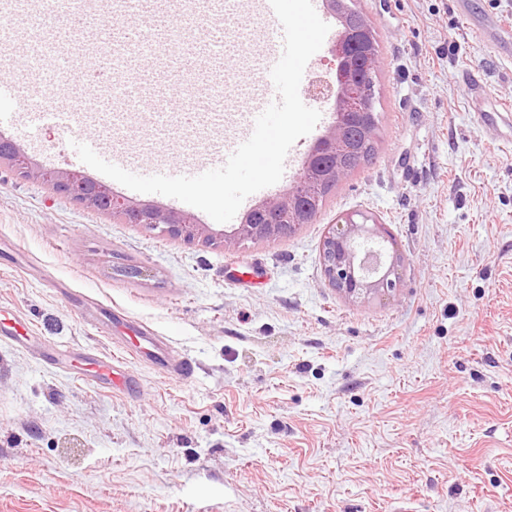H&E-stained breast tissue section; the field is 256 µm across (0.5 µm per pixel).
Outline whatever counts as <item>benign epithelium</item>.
<instances>
[{"mask_svg":"<svg viewBox=\"0 0 512 512\" xmlns=\"http://www.w3.org/2000/svg\"><path fill=\"white\" fill-rule=\"evenodd\" d=\"M371 41V26L355 30L346 25L339 32L332 49L336 60V85L329 86L327 98L334 99L337 120L321 136L320 149L333 157L334 164L328 172V178L336 182L349 174L343 160L362 157L358 152L357 139L349 132L351 117L356 112L366 117L372 114L375 107V71L378 62L374 53L367 49ZM3 160L18 163L20 175L27 179L42 176V171L21 158L20 150L10 141H0V162ZM51 189L104 214H116L123 218L133 215L142 226L151 230L158 229L173 239L187 243L201 240L231 247L245 239H277L285 231L281 224H255L249 217L242 224L231 225L229 231L216 230L207 224H192L174 210L163 211L132 202L105 201L95 191L94 185L67 171L54 173ZM301 197V184L296 179L286 191L262 203L256 210L275 215L288 214L296 224H307L310 219L301 210ZM384 232V225L378 219L364 215L359 219L342 216L330 225L321 249L324 274L332 288L351 299L385 294L396 288L397 280L393 279V275L400 257L392 256L390 263L381 270L377 255L368 252L361 256L355 248L359 241L381 238Z\"/></svg>","mask_w":512,"mask_h":512,"instance_id":"benign-epithelium-1","label":"benign epithelium"}]
</instances>
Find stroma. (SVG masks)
<instances>
[{
  "label": "stroma",
  "instance_id": "1",
  "mask_svg": "<svg viewBox=\"0 0 512 512\" xmlns=\"http://www.w3.org/2000/svg\"><path fill=\"white\" fill-rule=\"evenodd\" d=\"M455 0H357L377 33L381 126L372 159L338 183L314 223L227 249L126 224L0 164V316L20 313L71 351L128 364L112 395L0 340V512H512V148L475 125L473 74L512 104V63L486 55ZM210 78L223 127L154 134L148 112L111 133L131 160L178 163L234 138L253 55ZM1 79L36 106L61 94L20 49ZM42 171L70 167L61 128L6 130ZM366 212L401 256L394 291L347 299L325 278L329 224ZM187 359L168 378L128 359L109 313Z\"/></svg>",
  "mask_w": 512,
  "mask_h": 512
}]
</instances>
